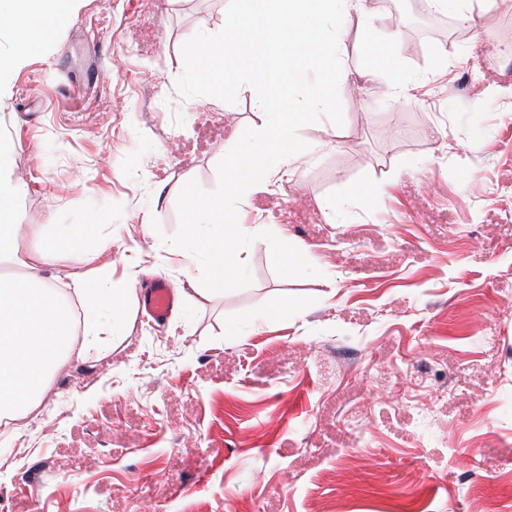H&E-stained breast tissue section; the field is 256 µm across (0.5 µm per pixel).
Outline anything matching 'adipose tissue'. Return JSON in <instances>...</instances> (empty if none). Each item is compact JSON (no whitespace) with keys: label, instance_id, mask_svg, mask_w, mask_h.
Here are the masks:
<instances>
[{"label":"adipose tissue","instance_id":"obj_1","mask_svg":"<svg viewBox=\"0 0 512 512\" xmlns=\"http://www.w3.org/2000/svg\"><path fill=\"white\" fill-rule=\"evenodd\" d=\"M438 10H454L460 28L478 36L482 18L499 8V0H431ZM79 0H0V32L13 37L8 55H0V86L13 71L29 63L59 30L71 24ZM12 152L10 141H0V257L19 252L21 227L13 205L21 187L6 175ZM100 250L88 249L83 234L70 233L27 251L28 272L18 279H0V422L24 417L35 406L49 377L71 355L80 357L105 350L119 340L128 320L130 289L93 288L74 275L71 288L85 310L83 326L72 320L73 307L57 295L39 271L59 257L94 263ZM112 313L111 327L97 320L100 308Z\"/></svg>","mask_w":512,"mask_h":512}]
</instances>
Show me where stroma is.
<instances>
[{
	"label": "stroma",
	"instance_id": "stroma-1",
	"mask_svg": "<svg viewBox=\"0 0 512 512\" xmlns=\"http://www.w3.org/2000/svg\"><path fill=\"white\" fill-rule=\"evenodd\" d=\"M400 2L365 0L380 33L398 21V66L365 81L350 16L343 125L302 127L300 160L238 203L317 275H277L258 239L250 286L190 293L162 327L134 305L123 342L69 360L22 432L0 428V512H512V97L484 95L512 86V9L474 46L418 37L428 0ZM227 5L83 0L14 74L0 135L23 245L111 237L101 261L136 297L200 275L162 241L177 197L214 190L261 125L253 89H177L183 44Z\"/></svg>",
	"mask_w": 512,
	"mask_h": 512
}]
</instances>
